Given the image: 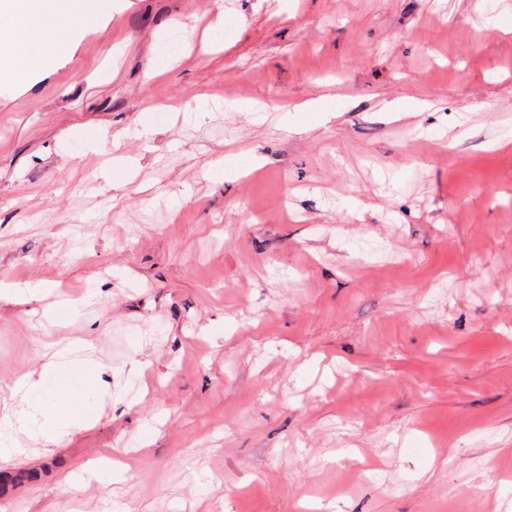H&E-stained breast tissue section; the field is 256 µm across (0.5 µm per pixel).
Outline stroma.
<instances>
[{
    "label": "stroma",
    "instance_id": "obj_1",
    "mask_svg": "<svg viewBox=\"0 0 512 512\" xmlns=\"http://www.w3.org/2000/svg\"><path fill=\"white\" fill-rule=\"evenodd\" d=\"M56 25L0 80V281L41 290L0 298V398L80 339L98 420L19 434L0 512H512V0Z\"/></svg>",
    "mask_w": 512,
    "mask_h": 512
}]
</instances>
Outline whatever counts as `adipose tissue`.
Instances as JSON below:
<instances>
[{"mask_svg": "<svg viewBox=\"0 0 512 512\" xmlns=\"http://www.w3.org/2000/svg\"><path fill=\"white\" fill-rule=\"evenodd\" d=\"M101 0H0V77L13 78L45 66L61 49L53 21L79 16L90 22ZM97 367L67 346L43 362L37 377L19 383L24 408L9 416L16 429L56 442L68 435L82 409Z\"/></svg>", "mask_w": 512, "mask_h": 512, "instance_id": "adipose-tissue-1", "label": "adipose tissue"}]
</instances>
